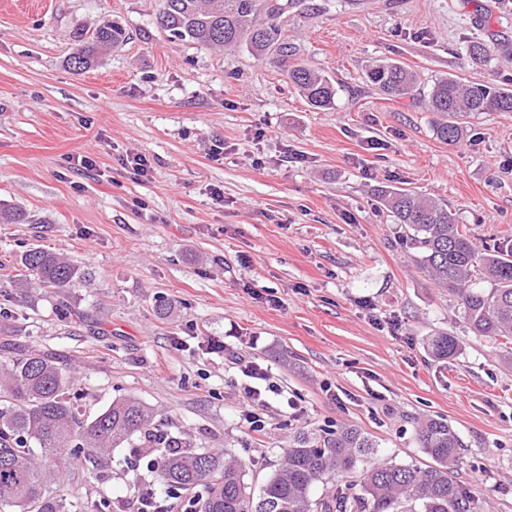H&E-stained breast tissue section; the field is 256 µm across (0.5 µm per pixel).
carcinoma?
<instances>
[{
    "mask_svg": "<svg viewBox=\"0 0 512 512\" xmlns=\"http://www.w3.org/2000/svg\"><path fill=\"white\" fill-rule=\"evenodd\" d=\"M303 0H161L158 23L171 38L211 47L243 46L256 59L279 64L308 103L327 109L336 87L320 70L298 59L299 49L277 19L302 13ZM117 21L106 23L70 57L77 70L91 68L105 50L126 40ZM465 52L486 64L512 60V40L471 42ZM368 81L391 98L417 86V76L394 60L373 64ZM427 109L439 116L436 137L455 145L465 137L463 118L472 112H512V83L473 76L440 77L428 90ZM381 204L410 232L417 258L436 285L454 293L472 331L512 342V254L481 251L455 223L448 205L405 189H386ZM28 272L22 286L74 287L86 274L69 259L43 248L21 255ZM489 288L473 287V277ZM429 354L446 360L458 345L448 334L427 340ZM71 376L52 358L31 354L0 362V512H109L110 501L82 502L49 486L90 463L105 466L115 448H149L166 493L187 499V512H477L472 493L454 476L461 444L444 419L429 418L417 428L418 447L433 464L373 461L377 444L355 427L321 433L296 432L282 449L281 462L259 490L246 480L235 456L200 451L153 426L138 399L112 400L86 418L68 394ZM358 473L354 493L312 497L318 483Z\"/></svg>",
    "mask_w": 512,
    "mask_h": 512,
    "instance_id": "carcinoma-1",
    "label": "carcinoma"
}]
</instances>
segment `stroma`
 I'll return each mask as SVG.
<instances>
[{
  "instance_id": "35a3bbf8",
  "label": "stroma",
  "mask_w": 512,
  "mask_h": 512,
  "mask_svg": "<svg viewBox=\"0 0 512 512\" xmlns=\"http://www.w3.org/2000/svg\"><path fill=\"white\" fill-rule=\"evenodd\" d=\"M305 4L281 22L334 81L326 110L245 49L171 40L160 0H0V207L26 213L0 224V359L53 356L86 415L138 398L162 431L235 455L256 488L295 430L354 426L378 460L425 466L415 430L441 417L478 512H512V350L471 332L378 198L440 199L478 247L512 249V112L470 116L450 146L423 104L448 73L512 79V61L478 68L464 51L512 39V0ZM112 20L126 41L74 70L77 38ZM378 59L414 70L418 91L386 99L365 77ZM36 247L89 281L19 287ZM441 333L460 345L445 361L427 351ZM253 362L280 389L261 434L242 415ZM131 455L63 485L132 512L156 476L127 469Z\"/></svg>"
}]
</instances>
